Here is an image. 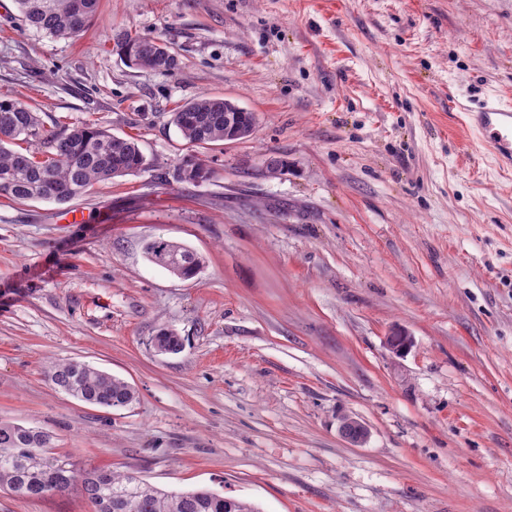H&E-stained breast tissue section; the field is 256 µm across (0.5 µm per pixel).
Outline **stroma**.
Instances as JSON below:
<instances>
[{
    "label": "stroma",
    "instance_id": "stroma-1",
    "mask_svg": "<svg viewBox=\"0 0 512 512\" xmlns=\"http://www.w3.org/2000/svg\"><path fill=\"white\" fill-rule=\"evenodd\" d=\"M121 30L162 39L176 68L128 65ZM496 93L512 95V0H100L72 39L0 0V96L146 159L64 204L0 198V421L262 512H512V179L454 107ZM211 96L255 133L187 144L170 113ZM187 158L215 177L179 182ZM159 236L201 274L151 263ZM163 329L180 353L156 352ZM72 360L135 402L53 386ZM90 510L0 492V512ZM49 377L57 388L87 404L118 410L136 399L135 390L126 382L83 362L57 364Z\"/></svg>",
    "mask_w": 512,
    "mask_h": 512
}]
</instances>
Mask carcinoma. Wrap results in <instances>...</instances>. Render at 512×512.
<instances>
[{
    "label": "carcinoma",
    "mask_w": 512,
    "mask_h": 512,
    "mask_svg": "<svg viewBox=\"0 0 512 512\" xmlns=\"http://www.w3.org/2000/svg\"><path fill=\"white\" fill-rule=\"evenodd\" d=\"M26 24L56 38L79 36L94 19L98 0H16ZM114 47L129 64L168 72L176 65L169 46L127 30L113 37ZM169 122L192 146L250 137L254 113L229 99L204 97L178 106ZM39 142L47 149L41 160L18 142ZM138 141L122 138L96 124L46 131L37 115L15 99L0 98V197L13 202L48 200L66 203L93 186L112 182L142 169ZM215 171L200 159L180 166V180L195 185ZM149 260L182 279H191L203 265L188 247L158 237L146 248ZM155 348L176 354L183 347L174 332L162 330ZM57 388L87 404L123 409L136 399L135 390L109 373L78 361L57 364L50 372ZM0 490L18 498H44L76 491L99 512H260L250 502L224 499L209 489L165 491L138 476L110 468H85L72 455L57 451L54 437L38 426L0 422Z\"/></svg>",
    "instance_id": "carcinoma-1"
}]
</instances>
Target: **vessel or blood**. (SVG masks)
I'll return each instance as SVG.
<instances>
[{"instance_id":"1","label":"vessel or blood","mask_w":512,"mask_h":512,"mask_svg":"<svg viewBox=\"0 0 512 512\" xmlns=\"http://www.w3.org/2000/svg\"><path fill=\"white\" fill-rule=\"evenodd\" d=\"M466 115L477 126L481 138L490 145L502 167L511 169L512 103L489 97L467 110Z\"/></svg>"}]
</instances>
